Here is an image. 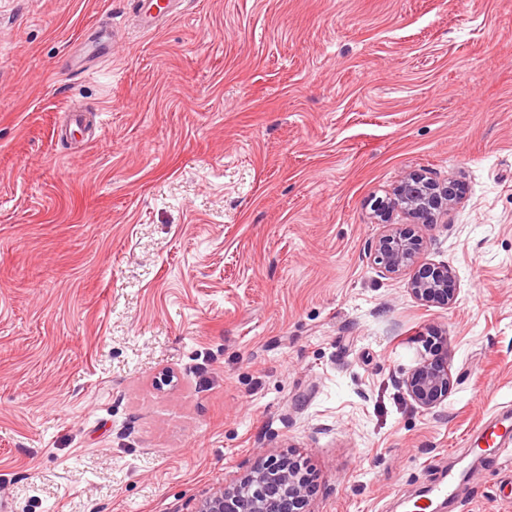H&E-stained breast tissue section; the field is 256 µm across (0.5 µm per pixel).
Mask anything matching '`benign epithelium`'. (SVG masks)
Masks as SVG:
<instances>
[{"mask_svg":"<svg viewBox=\"0 0 512 512\" xmlns=\"http://www.w3.org/2000/svg\"><path fill=\"white\" fill-rule=\"evenodd\" d=\"M460 194L461 185L455 179L440 183L413 172L402 176L389 195L374 203L379 216L399 210L410 220L378 239L374 260L391 275L413 269L410 292L424 304L451 307L457 300L452 269L441 263H420L419 229L448 214ZM403 385L420 409L432 410L448 398L453 387L447 359L419 363ZM309 497L310 485L299 462L282 456L258 464L239 483L206 498L195 512H309Z\"/></svg>","mask_w":512,"mask_h":512,"instance_id":"7a95c632","label":"benign epithelium"}]
</instances>
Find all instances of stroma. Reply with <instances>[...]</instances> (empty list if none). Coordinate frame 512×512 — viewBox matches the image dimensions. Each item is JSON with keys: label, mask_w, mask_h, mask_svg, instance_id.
<instances>
[{"label": "stroma", "mask_w": 512, "mask_h": 512, "mask_svg": "<svg viewBox=\"0 0 512 512\" xmlns=\"http://www.w3.org/2000/svg\"><path fill=\"white\" fill-rule=\"evenodd\" d=\"M134 6L0 0V502L195 512L291 453L310 512H411L450 467L456 512H512L463 453L512 410V5ZM410 172L465 186L422 231L450 308L371 256ZM177 0H150L149 4L144 0H137L140 8L137 16L143 27H156L162 20L171 13V7ZM403 385L420 409L432 410L448 398L453 387L447 359L424 360L409 373Z\"/></svg>", "instance_id": "stroma-1"}]
</instances>
